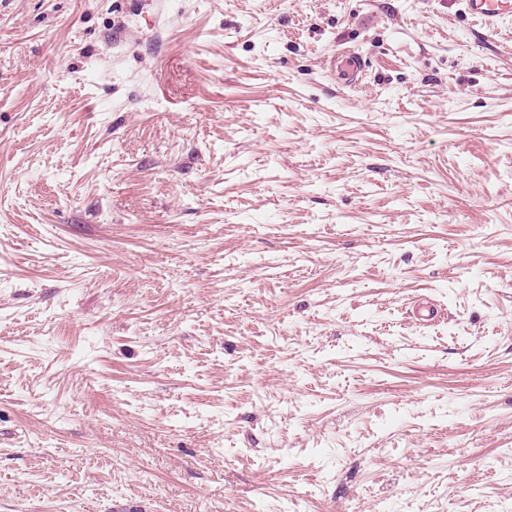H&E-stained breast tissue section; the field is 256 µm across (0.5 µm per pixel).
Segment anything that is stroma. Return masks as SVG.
<instances>
[{"label":"stroma","mask_w":512,"mask_h":512,"mask_svg":"<svg viewBox=\"0 0 512 512\" xmlns=\"http://www.w3.org/2000/svg\"><path fill=\"white\" fill-rule=\"evenodd\" d=\"M0 512H512V15L0 0ZM333 72L345 84H352L357 75L363 70L364 63L361 58L355 54L344 53L338 59L332 61Z\"/></svg>","instance_id":"1"}]
</instances>
